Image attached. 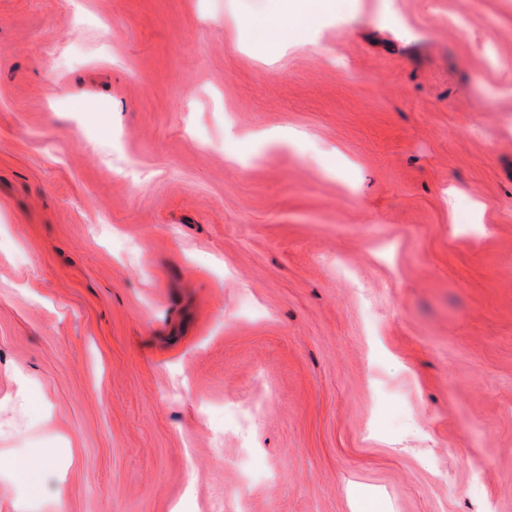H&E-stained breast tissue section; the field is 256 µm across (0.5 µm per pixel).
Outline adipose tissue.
Here are the masks:
<instances>
[{"instance_id":"obj_1","label":"adipose tissue","mask_w":512,"mask_h":512,"mask_svg":"<svg viewBox=\"0 0 512 512\" xmlns=\"http://www.w3.org/2000/svg\"><path fill=\"white\" fill-rule=\"evenodd\" d=\"M12 378L16 389L11 400L0 409V434L12 431L14 412L18 409L41 413L43 423H52V410L47 408L44 397L33 392L30 387L29 371L16 368ZM0 474L8 476L19 487L10 500L13 512H30L46 496L61 495L65 480L64 474L57 469L53 456L46 452L24 457L0 455Z\"/></svg>"}]
</instances>
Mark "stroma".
<instances>
[{
	"label": "stroma",
	"instance_id": "1",
	"mask_svg": "<svg viewBox=\"0 0 512 512\" xmlns=\"http://www.w3.org/2000/svg\"><path fill=\"white\" fill-rule=\"evenodd\" d=\"M298 2L0 0L33 512H512V0ZM0 474L8 476L14 488L9 500L13 512H30L46 496L60 497L65 475L57 469L54 458L47 452H37L24 457L0 455Z\"/></svg>",
	"mask_w": 512,
	"mask_h": 512
}]
</instances>
